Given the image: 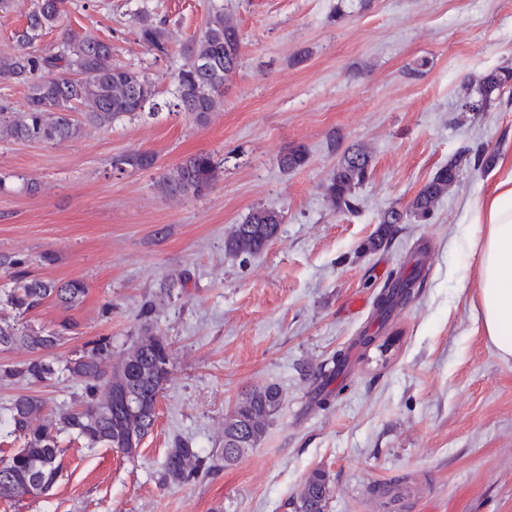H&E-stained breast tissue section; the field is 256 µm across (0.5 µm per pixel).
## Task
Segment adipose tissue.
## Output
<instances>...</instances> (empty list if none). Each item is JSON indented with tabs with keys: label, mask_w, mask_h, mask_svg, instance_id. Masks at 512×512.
Listing matches in <instances>:
<instances>
[{
	"label": "adipose tissue",
	"mask_w": 512,
	"mask_h": 512,
	"mask_svg": "<svg viewBox=\"0 0 512 512\" xmlns=\"http://www.w3.org/2000/svg\"><path fill=\"white\" fill-rule=\"evenodd\" d=\"M501 177L467 219L478 233L474 254L483 282L481 319L502 358H512V155L499 160Z\"/></svg>",
	"instance_id": "ef3b65f1"
}]
</instances>
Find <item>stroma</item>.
I'll return each mask as SVG.
<instances>
[{
    "instance_id": "1",
    "label": "stroma",
    "mask_w": 512,
    "mask_h": 512,
    "mask_svg": "<svg viewBox=\"0 0 512 512\" xmlns=\"http://www.w3.org/2000/svg\"><path fill=\"white\" fill-rule=\"evenodd\" d=\"M142 7L164 17L168 55L139 40ZM217 8L239 29L241 64L202 122L173 109V78ZM88 34L111 45L114 63L152 79L157 95L139 117L71 141H0V252L87 287L75 308L49 301L32 313L47 328L77 325L46 359L101 337L121 354L146 322L167 340L172 373L134 456L64 442L52 489L0 500V512H294L318 468L333 486L325 512H382L369 493L378 484L400 493L399 512H512V359L480 322L465 220L497 168L461 166L429 223L408 220L367 248L381 214L408 207L464 147L512 153V99L461 109L480 77L512 65V0H67L36 46L53 53L66 36ZM334 138L372 155L352 213L324 193L339 159ZM297 144L307 164L283 171L280 157ZM136 150L154 153L155 166L113 169ZM201 151L224 161L211 191L163 195V176ZM259 206L281 212L276 238L248 259L226 253L229 228ZM45 252L53 264H39ZM413 272V298L380 319L381 288ZM172 278L181 287L160 298ZM363 335L377 339L365 352ZM339 350L354 358L336 380L341 395L323 405L318 372ZM267 385L281 390L280 411L265 439L225 466V415ZM82 393L64 376L0 381V457L21 444L5 424L17 395L57 412L79 407ZM180 441L203 466L190 482L162 483Z\"/></svg>"
}]
</instances>
